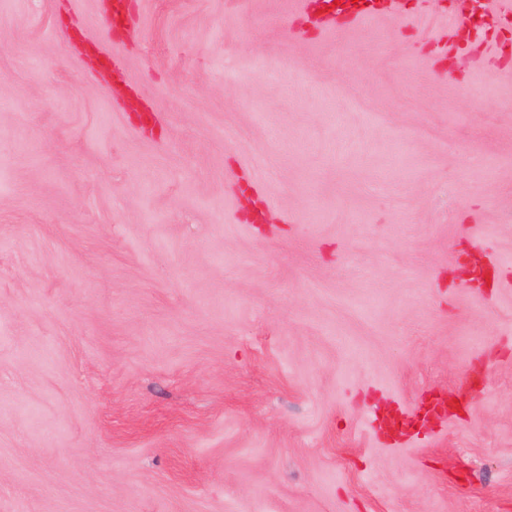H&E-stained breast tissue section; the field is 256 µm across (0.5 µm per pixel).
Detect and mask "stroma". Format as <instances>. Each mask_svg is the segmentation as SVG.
Segmentation results:
<instances>
[{"instance_id":"obj_1","label":"stroma","mask_w":512,"mask_h":512,"mask_svg":"<svg viewBox=\"0 0 512 512\" xmlns=\"http://www.w3.org/2000/svg\"><path fill=\"white\" fill-rule=\"evenodd\" d=\"M301 2L0 0V512H512L500 40Z\"/></svg>"}]
</instances>
